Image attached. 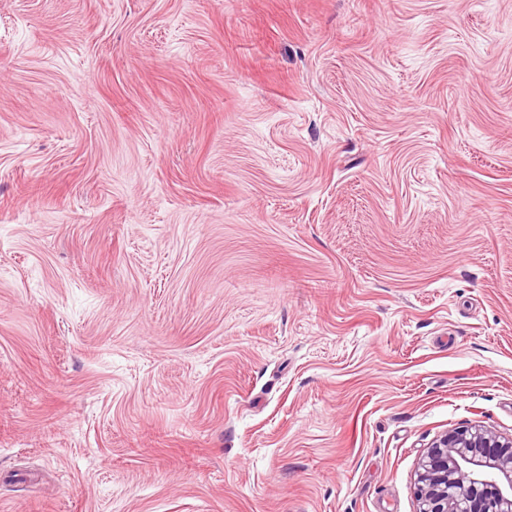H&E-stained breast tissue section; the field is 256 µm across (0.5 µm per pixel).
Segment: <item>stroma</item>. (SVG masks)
I'll list each match as a JSON object with an SVG mask.
<instances>
[{"instance_id":"35a3bbf8","label":"stroma","mask_w":512,"mask_h":512,"mask_svg":"<svg viewBox=\"0 0 512 512\" xmlns=\"http://www.w3.org/2000/svg\"><path fill=\"white\" fill-rule=\"evenodd\" d=\"M512 436V0H0V512H416ZM416 512H512V437L462 424L419 458Z\"/></svg>"}]
</instances>
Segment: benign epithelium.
I'll list each match as a JSON object with an SVG mask.
<instances>
[{"instance_id":"7a95c632","label":"benign epithelium","mask_w":512,"mask_h":512,"mask_svg":"<svg viewBox=\"0 0 512 512\" xmlns=\"http://www.w3.org/2000/svg\"><path fill=\"white\" fill-rule=\"evenodd\" d=\"M416 512H512V437L462 424L419 458Z\"/></svg>"}]
</instances>
